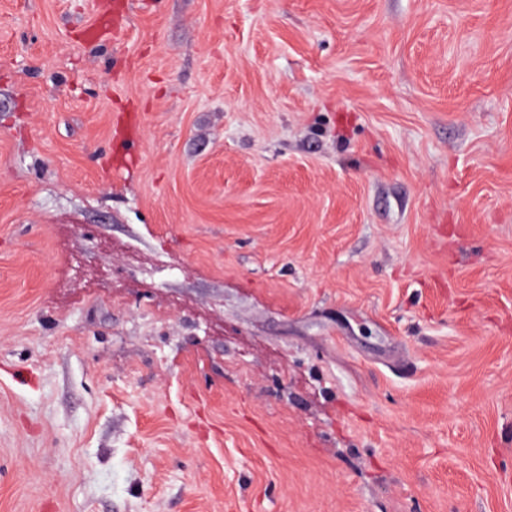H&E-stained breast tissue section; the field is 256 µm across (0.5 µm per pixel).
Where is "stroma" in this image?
I'll return each mask as SVG.
<instances>
[{
  "label": "stroma",
  "mask_w": 512,
  "mask_h": 512,
  "mask_svg": "<svg viewBox=\"0 0 512 512\" xmlns=\"http://www.w3.org/2000/svg\"><path fill=\"white\" fill-rule=\"evenodd\" d=\"M0 512H512V0H0Z\"/></svg>",
  "instance_id": "stroma-1"
}]
</instances>
